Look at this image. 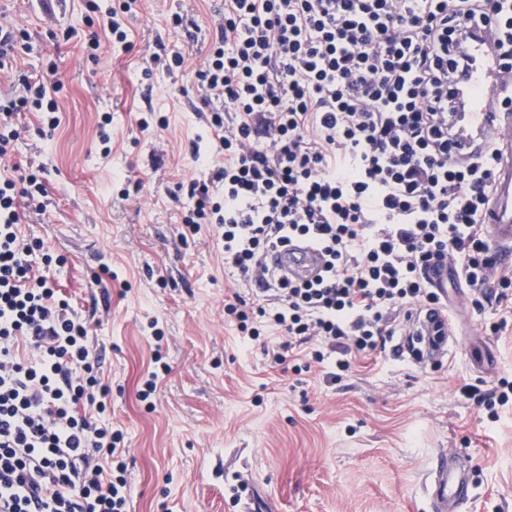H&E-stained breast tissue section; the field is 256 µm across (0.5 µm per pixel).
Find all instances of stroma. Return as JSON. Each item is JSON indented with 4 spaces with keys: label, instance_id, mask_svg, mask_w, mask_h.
Listing matches in <instances>:
<instances>
[{
    "label": "stroma",
    "instance_id": "1",
    "mask_svg": "<svg viewBox=\"0 0 512 512\" xmlns=\"http://www.w3.org/2000/svg\"><path fill=\"white\" fill-rule=\"evenodd\" d=\"M125 3L124 50L99 21ZM223 14L224 0H0V24L27 34L18 66L45 77L59 105L52 130L40 113L21 115L0 167L45 186L42 205L21 204L19 228L41 243L35 262L50 258L54 287L104 355V421L124 436L130 512H228L236 472L261 512H426L424 474L439 451L458 448L472 458L466 512H512V402L492 419L463 392L512 380V317L476 308L468 288L449 283L446 355L421 364L389 350L357 357L336 384L318 365L297 374L293 361L272 364L261 341L242 346L225 319L226 294L246 284L211 227L186 236L181 223L193 205L185 184L210 177L191 154L207 134L194 74ZM162 47L182 53L183 67L152 66ZM151 114L164 126L141 130ZM500 320L505 335H487ZM158 358L168 370L142 399Z\"/></svg>",
    "mask_w": 512,
    "mask_h": 512
}]
</instances>
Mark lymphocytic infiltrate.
I'll return each mask as SVG.
<instances>
[{
    "label": "lymphocytic infiltrate",
    "instance_id": "f902f5d3",
    "mask_svg": "<svg viewBox=\"0 0 512 512\" xmlns=\"http://www.w3.org/2000/svg\"><path fill=\"white\" fill-rule=\"evenodd\" d=\"M474 25L512 50V0H224L195 72L213 148L192 152L224 198L190 181L182 222L214 225L225 263L252 284L224 313L244 342L281 333L264 348L273 364L305 345L341 381L353 356L385 350L399 320L440 304L431 269L488 283L496 143L467 158L453 143L452 81ZM23 37L0 26V70L20 88L0 99L1 159L20 113L58 123L45 82L13 66ZM44 192L32 174L0 178V512H128L122 433L98 420L110 392L102 357L19 234L20 200ZM297 241L321 253L313 280L266 264Z\"/></svg>",
    "mask_w": 512,
    "mask_h": 512
}]
</instances>
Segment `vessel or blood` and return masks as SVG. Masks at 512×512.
I'll use <instances>...</instances> for the list:
<instances>
[{"mask_svg": "<svg viewBox=\"0 0 512 512\" xmlns=\"http://www.w3.org/2000/svg\"><path fill=\"white\" fill-rule=\"evenodd\" d=\"M465 52L470 63L459 74L455 90L465 103L464 128L457 136L462 155L478 152L486 139H495L498 164L494 171L491 201L486 215V235L495 252L496 263L512 255V113L492 105L489 84L503 69L500 51L485 36L469 41ZM321 256L313 247L297 243L273 255L270 264L293 279L314 276L321 267ZM427 355L446 353L444 344L433 340V318L424 316L417 328ZM426 494L430 512H460L472 497L465 455H437L429 469Z\"/></svg>", "mask_w": 512, "mask_h": 512, "instance_id": "obj_1", "label": "vessel or blood"}]
</instances>
